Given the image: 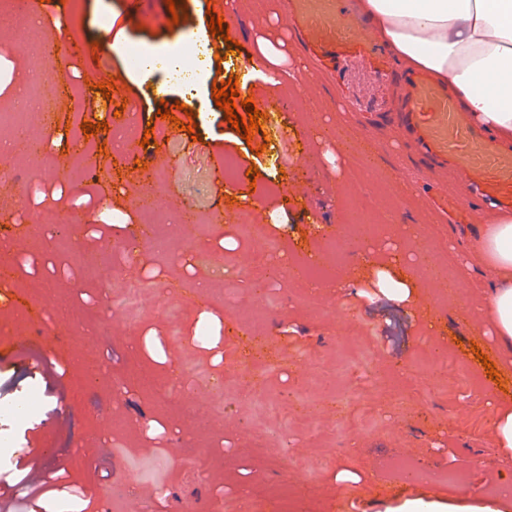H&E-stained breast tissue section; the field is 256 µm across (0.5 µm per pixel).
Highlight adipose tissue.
<instances>
[{
	"mask_svg": "<svg viewBox=\"0 0 512 512\" xmlns=\"http://www.w3.org/2000/svg\"><path fill=\"white\" fill-rule=\"evenodd\" d=\"M391 52L448 86L473 123L512 144V0H358ZM474 256L492 275L484 316L495 348L512 357V215L486 225ZM496 496L404 500L396 512H512V477Z\"/></svg>",
	"mask_w": 512,
	"mask_h": 512,
	"instance_id": "obj_1",
	"label": "adipose tissue"
}]
</instances>
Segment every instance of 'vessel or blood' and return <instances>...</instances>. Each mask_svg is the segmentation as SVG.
<instances>
[{
  "label": "vessel or blood",
  "instance_id": "obj_1",
  "mask_svg": "<svg viewBox=\"0 0 512 512\" xmlns=\"http://www.w3.org/2000/svg\"><path fill=\"white\" fill-rule=\"evenodd\" d=\"M285 18L324 70L337 72L353 58L373 74L390 75L382 38L354 18L349 0H286ZM400 118L414 148L450 164L478 201L512 211V154L468 120L447 87L420 74L405 78Z\"/></svg>",
  "mask_w": 512,
  "mask_h": 512
}]
</instances>
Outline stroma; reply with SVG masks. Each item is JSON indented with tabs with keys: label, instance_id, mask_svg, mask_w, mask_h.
<instances>
[{
	"label": "stroma",
	"instance_id": "stroma-1",
	"mask_svg": "<svg viewBox=\"0 0 512 512\" xmlns=\"http://www.w3.org/2000/svg\"><path fill=\"white\" fill-rule=\"evenodd\" d=\"M175 2L179 31L162 25L160 0H148L135 25L123 21L125 0L23 7L50 35L56 13H65V42L81 55L63 60L68 94L42 86L29 95L56 106L26 116L30 138L47 142L50 155L19 148L0 158V256L15 262L4 286L22 301L0 307V406L34 390L43 397L31 416H0V470L26 477L38 449H58L66 460L47 476L84 491L55 493L62 512H188L199 501L216 512H391L413 493L486 494L512 473V454L496 448L492 431L512 379L495 383L481 362L496 355L481 313L491 276L466 263V225L409 189L420 178L468 199L447 167L407 146L396 77L377 80L355 61L336 77L317 74L285 21L284 0H227L215 13L236 31L239 49L225 75H239L244 58L258 54L259 15L282 43L277 70L301 68L300 96L254 84L266 120L245 142L211 84L191 90L160 75L124 74L113 40L158 50L209 24L202 0ZM93 55L99 66L91 70ZM32 67L31 42L0 21V108L13 104ZM112 78L117 91L102 96L98 83ZM89 97L98 111L79 109ZM122 100L137 109L114 116ZM186 100L192 135L156 113ZM86 120L108 129L85 136ZM120 126L133 138L129 149L109 151L111 170L86 166L83 154L97 155ZM227 158L235 162L229 174ZM287 179L303 195L284 197ZM138 190L166 219L157 236L141 233ZM257 196L265 204L258 225ZM186 206L195 212L189 225L181 222ZM45 208L60 213L66 233L17 251ZM358 212L387 221V232L351 247L343 228ZM132 236L133 272L123 247ZM315 254L333 291L312 292L289 271ZM274 260L288 268L259 298L254 285ZM400 281L428 293L399 301L391 289ZM44 302L61 323L37 317ZM10 334L32 340L16 363L6 359ZM472 384L482 388L479 400L468 396ZM64 405L71 418L62 427ZM104 414L114 423L107 449L73 455L75 446L95 447ZM403 461L425 475L416 492L392 472ZM448 465L466 468V481L438 479ZM343 469L356 481H337Z\"/></svg>",
	"mask_w": 512,
	"mask_h": 512
}]
</instances>
